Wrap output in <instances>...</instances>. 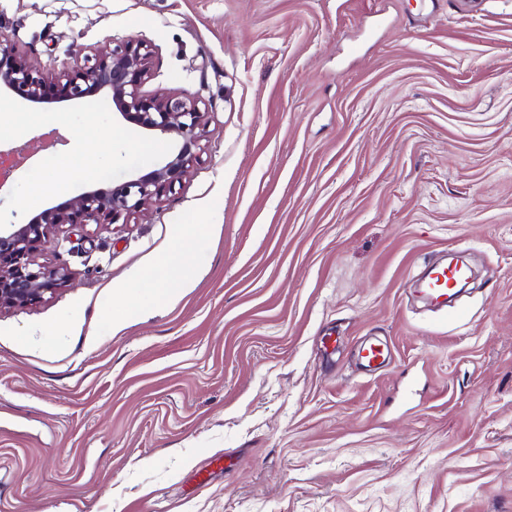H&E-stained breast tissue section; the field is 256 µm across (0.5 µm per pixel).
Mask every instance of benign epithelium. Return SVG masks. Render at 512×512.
I'll use <instances>...</instances> for the list:
<instances>
[{"label": "benign epithelium", "instance_id": "obj_1", "mask_svg": "<svg viewBox=\"0 0 512 512\" xmlns=\"http://www.w3.org/2000/svg\"><path fill=\"white\" fill-rule=\"evenodd\" d=\"M73 45L74 66L59 74L34 68L26 55L0 38V93L28 105L76 102L101 92L109 95L120 116L171 142V151L150 173L117 184L87 190L40 211L26 224L0 227V312L22 308L53 295L68 279L64 263L35 261L40 244L63 224L127 223L140 209L160 200L197 161L208 107L177 94H146L152 73V50L129 38L104 47L95 57Z\"/></svg>", "mask_w": 512, "mask_h": 512}]
</instances>
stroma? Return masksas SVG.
Instances as JSON below:
<instances>
[{
  "label": "stroma",
  "mask_w": 512,
  "mask_h": 512,
  "mask_svg": "<svg viewBox=\"0 0 512 512\" xmlns=\"http://www.w3.org/2000/svg\"><path fill=\"white\" fill-rule=\"evenodd\" d=\"M0 35L49 74L134 38L144 92L216 103L172 192L60 226L36 260L66 286L0 312V512H512V0H0ZM160 145L99 95L2 94L0 150L31 161L0 224ZM182 224L190 286L121 310ZM450 254L461 316L413 288Z\"/></svg>",
  "instance_id": "1"
}]
</instances>
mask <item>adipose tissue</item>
Here are the masks:
<instances>
[{
	"label": "adipose tissue",
	"mask_w": 512,
	"mask_h": 512,
	"mask_svg": "<svg viewBox=\"0 0 512 512\" xmlns=\"http://www.w3.org/2000/svg\"><path fill=\"white\" fill-rule=\"evenodd\" d=\"M205 227L201 224H185L176 232L163 263L153 268H137L131 271L127 281L114 288L118 303L125 307L140 306L137 297L139 285L148 283L155 297H173L190 277V259L199 250Z\"/></svg>",
	"instance_id": "ef3b65f1"
}]
</instances>
